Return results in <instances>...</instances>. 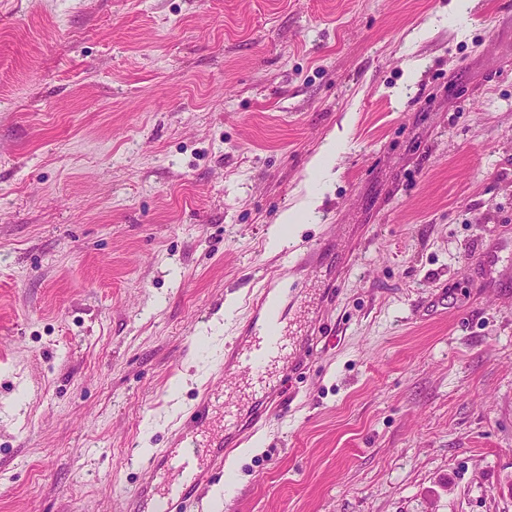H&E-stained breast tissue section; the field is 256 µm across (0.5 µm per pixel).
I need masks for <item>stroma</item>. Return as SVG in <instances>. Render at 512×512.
Instances as JSON below:
<instances>
[{"label":"stroma","mask_w":512,"mask_h":512,"mask_svg":"<svg viewBox=\"0 0 512 512\" xmlns=\"http://www.w3.org/2000/svg\"><path fill=\"white\" fill-rule=\"evenodd\" d=\"M451 2L0 0V512H123L273 271L304 365L180 512H512V0Z\"/></svg>","instance_id":"stroma-1"}]
</instances>
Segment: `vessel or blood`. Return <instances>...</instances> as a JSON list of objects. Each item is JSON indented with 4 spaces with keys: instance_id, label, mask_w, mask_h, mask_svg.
Returning <instances> with one entry per match:
<instances>
[{
    "instance_id": "vessel-or-blood-1",
    "label": "vessel or blood",
    "mask_w": 512,
    "mask_h": 512,
    "mask_svg": "<svg viewBox=\"0 0 512 512\" xmlns=\"http://www.w3.org/2000/svg\"><path fill=\"white\" fill-rule=\"evenodd\" d=\"M257 314L251 319L243 336L226 349L216 373L238 378L241 397H261L263 405L254 417L270 420L280 409L278 392L267 378V370L287 358L293 341L288 334V304L271 289H264L256 302ZM241 421L236 401L224 402V430L206 441H192L185 448L147 459L151 477L160 478L157 486H145L138 500L132 501V512H139L142 501H151V512H173L200 482L205 461L222 458L235 448V430Z\"/></svg>"
}]
</instances>
